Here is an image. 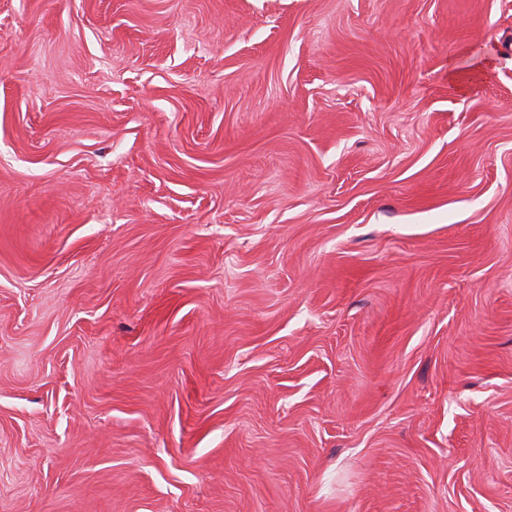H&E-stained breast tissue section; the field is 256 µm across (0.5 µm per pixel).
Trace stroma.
<instances>
[{
    "mask_svg": "<svg viewBox=\"0 0 512 512\" xmlns=\"http://www.w3.org/2000/svg\"><path fill=\"white\" fill-rule=\"evenodd\" d=\"M0 512H512V0H0Z\"/></svg>",
    "mask_w": 512,
    "mask_h": 512,
    "instance_id": "obj_1",
    "label": "stroma"
}]
</instances>
